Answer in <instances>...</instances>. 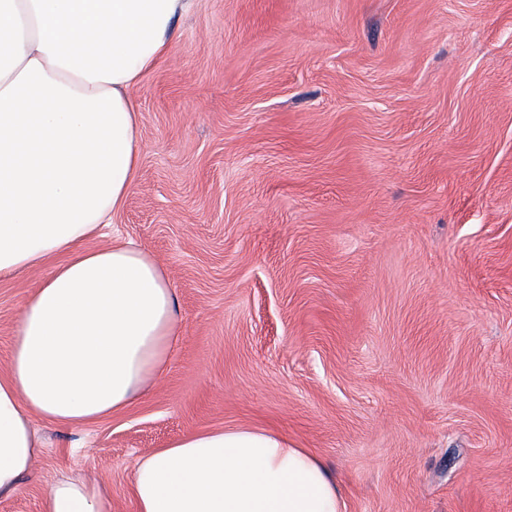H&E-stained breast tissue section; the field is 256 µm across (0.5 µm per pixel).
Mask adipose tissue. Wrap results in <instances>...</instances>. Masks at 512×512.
Returning <instances> with one entry per match:
<instances>
[{
	"label": "adipose tissue",
	"instance_id": "1",
	"mask_svg": "<svg viewBox=\"0 0 512 512\" xmlns=\"http://www.w3.org/2000/svg\"><path fill=\"white\" fill-rule=\"evenodd\" d=\"M193 0H0V280L66 254L24 300L0 376V497L34 473L33 417L83 425L166 369L176 300L142 250L88 241L111 223L140 157L131 91L166 56ZM136 512H345L310 451L268 430L192 432L139 461ZM41 512H112L59 480Z\"/></svg>",
	"mask_w": 512,
	"mask_h": 512
}]
</instances>
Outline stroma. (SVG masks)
I'll return each mask as SVG.
<instances>
[{"label":"stroma","mask_w":512,"mask_h":512,"mask_svg":"<svg viewBox=\"0 0 512 512\" xmlns=\"http://www.w3.org/2000/svg\"><path fill=\"white\" fill-rule=\"evenodd\" d=\"M92 248L146 251L178 343L126 409L40 418L34 477L108 485L213 428L279 431L346 512H512V0H195L131 91ZM44 264L0 281V374Z\"/></svg>","instance_id":"35a3bbf8"}]
</instances>
